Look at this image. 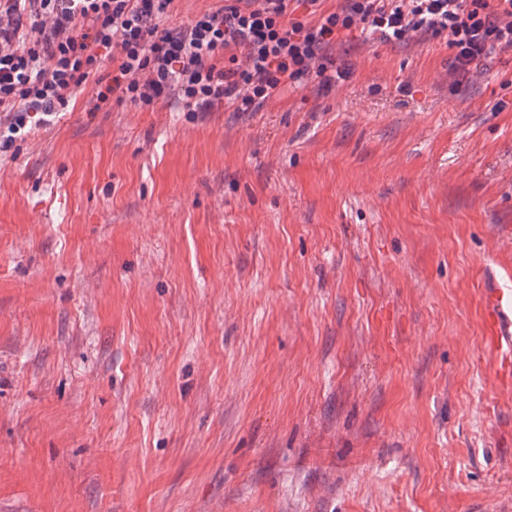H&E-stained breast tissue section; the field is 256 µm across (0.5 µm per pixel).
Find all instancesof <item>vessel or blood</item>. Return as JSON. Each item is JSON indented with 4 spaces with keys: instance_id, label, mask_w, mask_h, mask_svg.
<instances>
[{
    "instance_id": "obj_1",
    "label": "vessel or blood",
    "mask_w": 512,
    "mask_h": 512,
    "mask_svg": "<svg viewBox=\"0 0 512 512\" xmlns=\"http://www.w3.org/2000/svg\"><path fill=\"white\" fill-rule=\"evenodd\" d=\"M484 343L498 358L496 376L512 382V292L497 288L483 296Z\"/></svg>"
}]
</instances>
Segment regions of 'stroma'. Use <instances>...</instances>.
<instances>
[{"instance_id": "obj_1", "label": "stroma", "mask_w": 512, "mask_h": 512, "mask_svg": "<svg viewBox=\"0 0 512 512\" xmlns=\"http://www.w3.org/2000/svg\"><path fill=\"white\" fill-rule=\"evenodd\" d=\"M259 112H72L0 163V512H512V56L344 34ZM484 344L498 358L496 376L512 382V292L495 288L484 293Z\"/></svg>"}]
</instances>
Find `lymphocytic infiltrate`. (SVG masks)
I'll return each mask as SVG.
<instances>
[{"mask_svg": "<svg viewBox=\"0 0 512 512\" xmlns=\"http://www.w3.org/2000/svg\"><path fill=\"white\" fill-rule=\"evenodd\" d=\"M174 2L0 0V157L90 83L99 109L173 99L185 112H258L289 89L350 77L332 54L347 32L405 47L443 40L455 85L512 54V0H214L173 26ZM104 55L112 71L101 77Z\"/></svg>", "mask_w": 512, "mask_h": 512, "instance_id": "f902f5d3", "label": "lymphocytic infiltrate"}]
</instances>
